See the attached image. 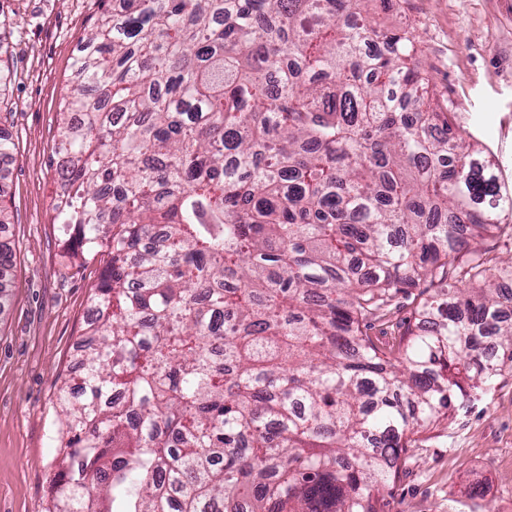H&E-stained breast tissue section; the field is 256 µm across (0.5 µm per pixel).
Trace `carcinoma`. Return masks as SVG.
<instances>
[{"instance_id": "cac0c4a2", "label": "carcinoma", "mask_w": 512, "mask_h": 512, "mask_svg": "<svg viewBox=\"0 0 512 512\" xmlns=\"http://www.w3.org/2000/svg\"><path fill=\"white\" fill-rule=\"evenodd\" d=\"M369 2L118 0L83 38L52 209L101 276L50 512H386L512 370V190ZM413 322L412 305L406 298L400 300L399 307L381 322H376L368 334L379 343L393 345L399 340L408 323Z\"/></svg>"}]
</instances>
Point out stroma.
Instances as JSON below:
<instances>
[{
	"label": "stroma",
	"instance_id": "stroma-1",
	"mask_svg": "<svg viewBox=\"0 0 512 512\" xmlns=\"http://www.w3.org/2000/svg\"><path fill=\"white\" fill-rule=\"evenodd\" d=\"M103 0H0V67L8 72L0 135V244L15 255L0 313V512H47L58 469L55 401L76 377L100 266L69 257L55 224L51 147L80 42ZM380 21L410 22L442 111L485 146L512 187V0H399ZM479 483L482 497L465 494ZM512 512V372L412 458L388 512Z\"/></svg>",
	"mask_w": 512,
	"mask_h": 512
}]
</instances>
